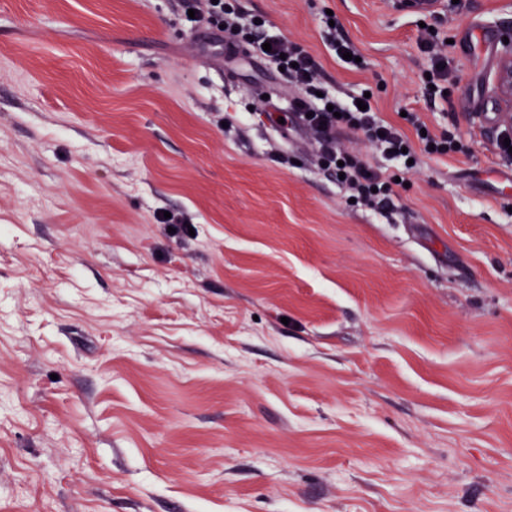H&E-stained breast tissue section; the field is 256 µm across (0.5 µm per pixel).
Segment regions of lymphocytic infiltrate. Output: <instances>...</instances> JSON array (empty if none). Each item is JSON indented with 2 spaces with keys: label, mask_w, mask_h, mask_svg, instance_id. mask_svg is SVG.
Segmentation results:
<instances>
[{
  "label": "lymphocytic infiltrate",
  "mask_w": 512,
  "mask_h": 512,
  "mask_svg": "<svg viewBox=\"0 0 512 512\" xmlns=\"http://www.w3.org/2000/svg\"><path fill=\"white\" fill-rule=\"evenodd\" d=\"M176 8L184 13L194 12V29L223 28L225 35L243 44L249 55L267 58L283 67L288 79L301 90L296 99L303 112L299 126L312 137L319 165L341 174V186L357 205L385 210L390 204L393 178L344 151L336 139L337 128L363 133L386 158L396 161L404 173L410 170L409 160L418 159L420 153L451 155L469 151L453 131L425 132V124L417 113H408L405 118L420 134L414 142L395 125L380 119L374 109H359L356 101L326 92L321 67L313 55L296 42L269 37L265 24L258 18H245L239 0H176Z\"/></svg>",
  "instance_id": "1"
}]
</instances>
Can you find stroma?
Wrapping results in <instances>:
<instances>
[{"label":"stroma","mask_w":512,"mask_h":512,"mask_svg":"<svg viewBox=\"0 0 512 512\" xmlns=\"http://www.w3.org/2000/svg\"><path fill=\"white\" fill-rule=\"evenodd\" d=\"M240 5L470 152L353 207L280 129L296 88L173 0H0V512H512V0ZM334 21V27L329 25V21ZM325 30H324V38L328 44V46L336 53V57L343 63L358 67L361 65V62H355V57L361 58L357 48L354 44L343 35L341 30V25L337 20L335 15H326L325 16ZM350 52L352 54V60L343 59V53ZM502 41L498 67L494 79V93L500 111L506 120L512 119V36L511 32Z\"/></svg>","instance_id":"stroma-1"}]
</instances>
